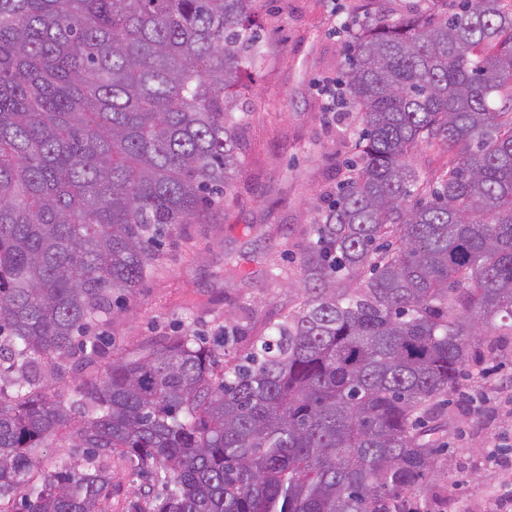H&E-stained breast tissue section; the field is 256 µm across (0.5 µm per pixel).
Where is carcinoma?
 I'll return each instance as SVG.
<instances>
[{
	"label": "carcinoma",
	"instance_id": "carcinoma-1",
	"mask_svg": "<svg viewBox=\"0 0 512 512\" xmlns=\"http://www.w3.org/2000/svg\"><path fill=\"white\" fill-rule=\"evenodd\" d=\"M263 2L0 0V512H112L116 461L123 512H420L440 398L512 336V4L410 0L353 31L357 153L281 320L229 364L190 329L112 354L161 247L224 211ZM68 426L80 462L31 476ZM138 482L137 477L129 469L118 463L112 465V488H115L116 492L112 496V512H122L125 495L132 491Z\"/></svg>",
	"mask_w": 512,
	"mask_h": 512
}]
</instances>
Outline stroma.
<instances>
[{
    "instance_id": "1",
    "label": "stroma",
    "mask_w": 512,
    "mask_h": 512,
    "mask_svg": "<svg viewBox=\"0 0 512 512\" xmlns=\"http://www.w3.org/2000/svg\"><path fill=\"white\" fill-rule=\"evenodd\" d=\"M367 9V0H280L257 16L267 58L243 78L247 163L232 201L219 223L185 225L167 244L114 327L116 352L187 328L256 332L287 309L316 208L353 155L354 110L326 111L322 85L345 72L347 26ZM230 265L239 277L225 278ZM484 365L486 384L464 376L448 398L439 472L418 494L424 512H496V499L512 496V343Z\"/></svg>"
}]
</instances>
